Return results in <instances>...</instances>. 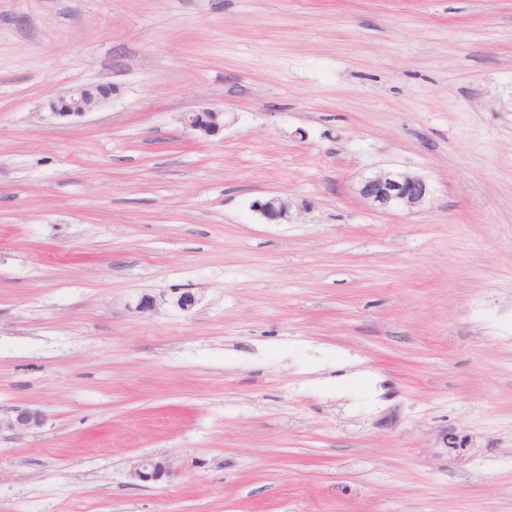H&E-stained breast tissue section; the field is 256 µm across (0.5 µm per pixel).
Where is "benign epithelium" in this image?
<instances>
[{
  "label": "benign epithelium",
  "instance_id": "1",
  "mask_svg": "<svg viewBox=\"0 0 512 512\" xmlns=\"http://www.w3.org/2000/svg\"><path fill=\"white\" fill-rule=\"evenodd\" d=\"M112 91H98L92 86H73L49 102L50 113L58 119L81 117L104 103ZM185 127L209 136L224 127V113L212 109L187 112ZM359 194L382 210L404 208L413 210L422 206L430 195V187L418 175L398 171H381L364 180ZM254 208L268 221L288 219V204L277 196L254 204ZM44 415L39 410L20 409L0 417V431L24 432L42 425ZM172 474L171 463L151 456L141 457L132 466L129 476L139 483L160 481Z\"/></svg>",
  "mask_w": 512,
  "mask_h": 512
}]
</instances>
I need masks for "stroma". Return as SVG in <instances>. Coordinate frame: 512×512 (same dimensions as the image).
<instances>
[{
	"mask_svg": "<svg viewBox=\"0 0 512 512\" xmlns=\"http://www.w3.org/2000/svg\"><path fill=\"white\" fill-rule=\"evenodd\" d=\"M16 409L0 512H512V0H0ZM97 89L105 86H95ZM92 86H73L49 102L50 113L58 119L81 117L99 107L112 95V90L97 91ZM183 123L186 128L209 136L224 127V113L212 109L187 112L183 116ZM359 194L382 210L422 206L430 195V187L418 175L398 171H380L361 184ZM254 208L268 221H281L288 218V204L277 196L257 201ZM44 415L39 410L20 409L14 410L12 414L0 417V431L7 429L13 432H24L40 427ZM173 470L167 459H158L151 456L141 457L132 466L129 476L139 483H149L169 477Z\"/></svg>",
	"mask_w": 512,
	"mask_h": 512,
	"instance_id": "obj_1",
	"label": "stroma"
}]
</instances>
